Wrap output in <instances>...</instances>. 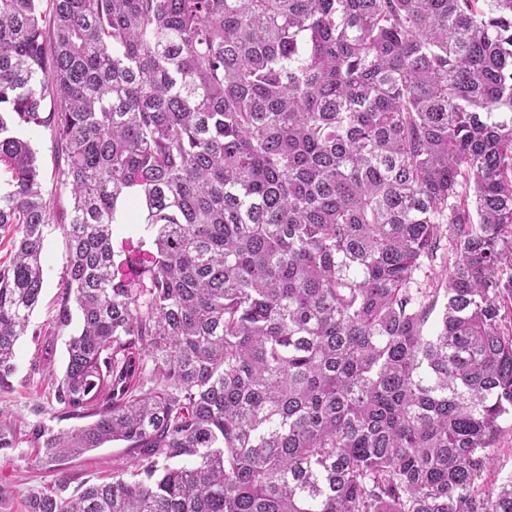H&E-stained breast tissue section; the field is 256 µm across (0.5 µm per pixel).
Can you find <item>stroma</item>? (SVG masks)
I'll use <instances>...</instances> for the list:
<instances>
[{"label": "stroma", "mask_w": 512, "mask_h": 512, "mask_svg": "<svg viewBox=\"0 0 512 512\" xmlns=\"http://www.w3.org/2000/svg\"><path fill=\"white\" fill-rule=\"evenodd\" d=\"M45 286L40 303L31 317L26 336L17 344L16 371L10 388L0 390V407L5 420L15 430L19 444L0 454V485L9 487L0 498V512H26V498L34 491L52 486L55 471L39 462L30 433L42 427L53 431L78 426V419H65L54 398V382L62 377L67 363L69 331L45 336L60 305L66 278V246L63 228L58 224L45 229L43 251ZM130 456L124 443L109 442L67 462L72 488L82 482L108 480L113 468L126 464Z\"/></svg>", "instance_id": "obj_1"}]
</instances>
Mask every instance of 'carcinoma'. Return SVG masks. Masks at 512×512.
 I'll return each mask as SVG.
<instances>
[{"mask_svg":"<svg viewBox=\"0 0 512 512\" xmlns=\"http://www.w3.org/2000/svg\"><path fill=\"white\" fill-rule=\"evenodd\" d=\"M41 2L0 0V390L67 193L45 335L76 304L54 397L92 421L31 440L135 459L27 512H512V0ZM29 136L31 144L37 152V158L43 172L44 185L50 191L56 167L55 153L50 136L45 131H37ZM140 224H125L113 236L112 247L115 253V261L119 263L125 256H139L138 247L142 250H148L147 238L138 229ZM142 240L146 245L142 244ZM494 465L485 475L484 490H491L503 479L512 476V418L501 422L498 440L492 448Z\"/></svg>","mask_w":512,"mask_h":512,"instance_id":"cac0c4a2","label":"carcinoma"}]
</instances>
